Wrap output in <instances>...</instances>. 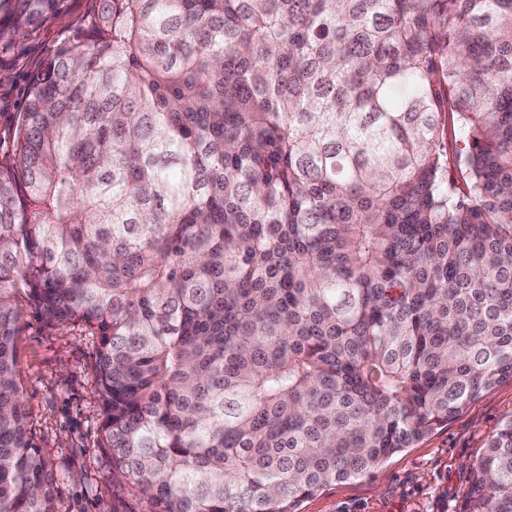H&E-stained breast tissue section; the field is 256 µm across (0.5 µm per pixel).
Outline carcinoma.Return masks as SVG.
I'll return each instance as SVG.
<instances>
[{
	"label": "carcinoma",
	"mask_w": 512,
	"mask_h": 512,
	"mask_svg": "<svg viewBox=\"0 0 512 512\" xmlns=\"http://www.w3.org/2000/svg\"><path fill=\"white\" fill-rule=\"evenodd\" d=\"M58 2L0 0V46ZM24 306L98 340L150 512H299L381 467L512 378V0H100L0 160V512H60ZM465 499L512 512V418Z\"/></svg>",
	"instance_id": "obj_1"
}]
</instances>
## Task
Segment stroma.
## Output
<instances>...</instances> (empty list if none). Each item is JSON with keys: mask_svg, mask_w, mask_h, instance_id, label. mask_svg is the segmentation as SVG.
Here are the masks:
<instances>
[{"mask_svg": "<svg viewBox=\"0 0 512 512\" xmlns=\"http://www.w3.org/2000/svg\"><path fill=\"white\" fill-rule=\"evenodd\" d=\"M97 0H60L24 37L0 50V158L7 122L19 112L31 76L62 43L78 42ZM97 340L80 322L52 330L25 313L15 376L27 422L53 456L61 512H149L135 489L112 483L95 394ZM512 418V378L484 391L447 426L387 460L374 473L336 482L302 501L300 512H465L464 495L487 438Z\"/></svg>", "mask_w": 512, "mask_h": 512, "instance_id": "obj_1", "label": "stroma"}]
</instances>
